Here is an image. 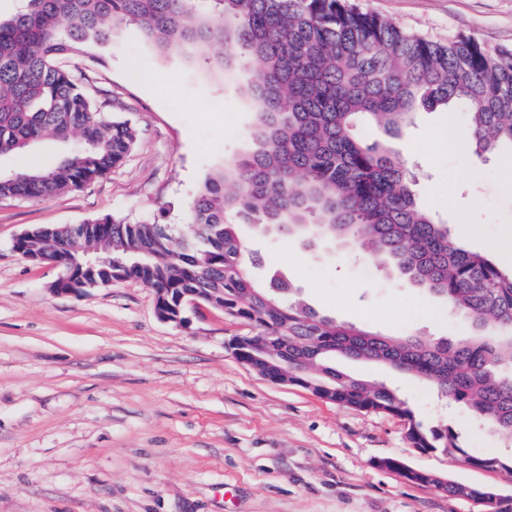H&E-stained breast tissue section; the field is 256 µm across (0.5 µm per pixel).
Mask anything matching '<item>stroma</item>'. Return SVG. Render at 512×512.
I'll return each instance as SVG.
<instances>
[{
	"label": "stroma",
	"mask_w": 512,
	"mask_h": 512,
	"mask_svg": "<svg viewBox=\"0 0 512 512\" xmlns=\"http://www.w3.org/2000/svg\"><path fill=\"white\" fill-rule=\"evenodd\" d=\"M364 13L435 41L463 36L512 47V0H352ZM224 50L164 49L136 24L63 59L93 72L113 118L138 139L124 163L84 188L47 199H0V512H512V482L463 454L512 455V437L482 425L428 381L382 364L349 372L396 388L424 427L451 429L459 450L422 451L403 420L271 383L229 347L251 326L205 306L178 326L156 313L141 282L76 295L51 290L57 268L20 257V233L106 215L182 225L210 175L254 147V105L224 68ZM456 109L419 111L389 145L414 190L472 251L512 240V150L460 157ZM80 137L0 158V170L48 167ZM263 274L288 278L320 314L387 336L452 340L469 319L447 301L392 280L333 245L311 247L243 225ZM381 458L496 492L448 495L377 467Z\"/></svg>",
	"instance_id": "35a3bbf8"
}]
</instances>
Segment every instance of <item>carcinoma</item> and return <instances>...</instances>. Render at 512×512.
<instances>
[{
	"label": "carcinoma",
	"mask_w": 512,
	"mask_h": 512,
	"mask_svg": "<svg viewBox=\"0 0 512 512\" xmlns=\"http://www.w3.org/2000/svg\"><path fill=\"white\" fill-rule=\"evenodd\" d=\"M24 0L0 22V157L78 132L82 146L44 169L0 177V198L43 199L76 191L120 165L137 140L104 112L92 80L60 60L114 23L140 25L159 46L219 44L257 102L260 146L207 178L190 222L127 223L109 216L77 229L46 226L21 256L81 259L98 253L99 287L112 270L154 288L224 293V313L288 336V373L339 406L398 417L415 448H459L449 429H427L393 388L350 375L336 356L387 364L433 382L497 431L512 433V272L472 252L419 206L413 176L384 143L361 138L362 123L398 135L420 108H463L471 151L512 146V48L455 37L443 43L363 13L347 0ZM303 241L320 238L359 252L395 280L446 299L474 337L434 341L383 336L322 316L273 274L248 265L239 223ZM464 462L512 476V458L464 454Z\"/></svg>",
	"instance_id": "cac0c4a2"
}]
</instances>
